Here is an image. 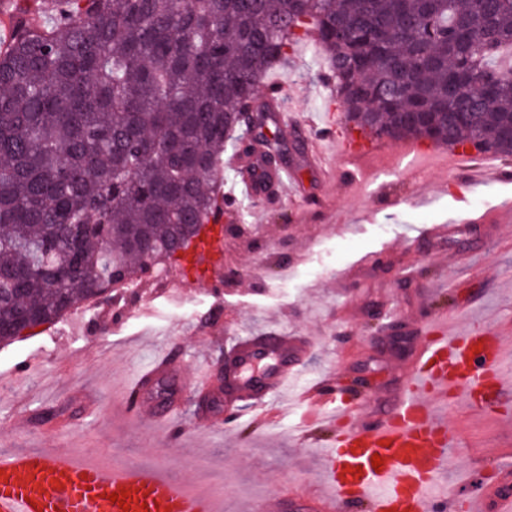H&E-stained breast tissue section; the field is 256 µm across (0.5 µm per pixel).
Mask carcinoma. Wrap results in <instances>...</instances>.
<instances>
[{"mask_svg": "<svg viewBox=\"0 0 512 512\" xmlns=\"http://www.w3.org/2000/svg\"><path fill=\"white\" fill-rule=\"evenodd\" d=\"M35 2L0 50V342L176 258L224 148L285 147L260 84L310 33L360 130L512 157V0Z\"/></svg>", "mask_w": 512, "mask_h": 512, "instance_id": "cac0c4a2", "label": "carcinoma"}]
</instances>
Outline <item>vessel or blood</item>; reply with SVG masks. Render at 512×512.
<instances>
[{"mask_svg":"<svg viewBox=\"0 0 512 512\" xmlns=\"http://www.w3.org/2000/svg\"><path fill=\"white\" fill-rule=\"evenodd\" d=\"M291 175L284 167H265L256 156L240 186L254 201ZM435 330L414 352L403 392L373 423L352 424L358 399L330 380L301 395L313 417L325 412L349 421L325 455L332 494L314 498L316 512H451L450 497L434 492L453 440L439 408L452 395L471 401L485 385L495 399H504L506 352L501 337L476 326L453 334L441 321ZM171 367L170 359H161L126 388L127 413H139L154 382ZM377 457L378 469L372 465ZM124 489L129 496L122 509L109 496ZM222 505L221 493L185 489L161 468L97 463L75 448H23L0 456V512H221Z\"/></svg>","mask_w":512,"mask_h":512,"instance_id":"vessel-or-blood-1","label":"vessel or blood"}]
</instances>
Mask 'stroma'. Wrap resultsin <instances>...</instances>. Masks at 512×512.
Returning <instances> with one entry per match:
<instances>
[{"instance_id": "1", "label": "stroma", "mask_w": 512, "mask_h": 512, "mask_svg": "<svg viewBox=\"0 0 512 512\" xmlns=\"http://www.w3.org/2000/svg\"><path fill=\"white\" fill-rule=\"evenodd\" d=\"M318 54L301 42L265 79L288 83L294 131L327 123L363 140L335 110ZM453 154L429 141L381 139L350 160L329 154L338 175L327 183L300 155L289 162L296 181L257 210L233 194L234 169L219 168L218 248L241 277L216 293L194 280L191 263L170 260L161 275L112 299L80 303L0 342V453L58 443L91 454L106 448L112 460L162 467L188 487L221 488L224 512H260L290 489L303 495L291 512H308L306 499L327 480L324 447L336 427L306 428L299 393L324 376L340 386L367 377L370 423L399 391L437 316L449 315L458 332L479 322L487 335L512 336V180L497 175L512 170V159L492 163L474 152L463 173ZM436 224L456 230L438 239L429 233ZM380 260L387 273H377ZM257 333L287 337L296 360L290 389L266 394V420L250 402H233L238 419L228 426L203 401L220 391L221 364ZM166 355L180 365L170 379L184 430L176 446L154 429L150 405L135 419L114 406L127 379ZM35 356L45 358L43 371L19 378ZM202 369L211 376L204 393L191 384ZM448 425L455 437L440 484L468 512L473 495L512 470V399L483 413L449 406Z\"/></svg>"}]
</instances>
